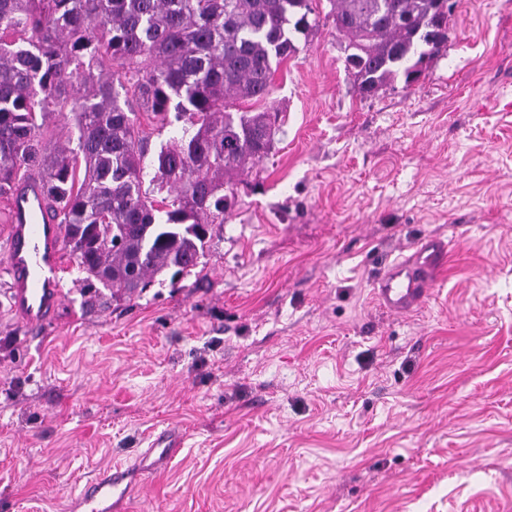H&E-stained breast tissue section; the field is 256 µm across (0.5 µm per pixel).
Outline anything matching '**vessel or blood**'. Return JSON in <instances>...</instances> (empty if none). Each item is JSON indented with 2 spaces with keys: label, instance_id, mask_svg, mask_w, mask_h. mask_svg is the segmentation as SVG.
<instances>
[{
  "label": "vessel or blood",
  "instance_id": "b4317fda",
  "mask_svg": "<svg viewBox=\"0 0 512 512\" xmlns=\"http://www.w3.org/2000/svg\"><path fill=\"white\" fill-rule=\"evenodd\" d=\"M49 202L37 179L23 181L9 201L7 226V270L13 309L31 324L45 322L59 306L57 286L62 270L61 229L48 217ZM448 246L428 239L409 256L389 264L373 281L379 304L394 313L421 307L432 284L433 271L444 264ZM183 442L172 428L151 441L138 468L149 473L169 461ZM135 488L130 469L120 466L99 473L71 502L70 512H112L114 497H127Z\"/></svg>",
  "mask_w": 512,
  "mask_h": 512
}]
</instances>
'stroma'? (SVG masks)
I'll list each match as a JSON object with an SVG mask.
<instances>
[{
  "label": "stroma",
  "mask_w": 512,
  "mask_h": 512,
  "mask_svg": "<svg viewBox=\"0 0 512 512\" xmlns=\"http://www.w3.org/2000/svg\"><path fill=\"white\" fill-rule=\"evenodd\" d=\"M419 80L357 94L333 25L196 268L18 318L0 255V512H69L170 425L121 512H512V0H456ZM448 242L426 303L384 266ZM448 244L426 239L403 260L389 264L373 281L379 304L394 313H408L421 307L432 284L433 271L444 264ZM183 435L174 428H166L162 435L151 441L138 462V470L150 473L169 461L182 446Z\"/></svg>",
  "instance_id": "obj_1"
}]
</instances>
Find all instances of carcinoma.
Listing matches in <instances>:
<instances>
[{
	"instance_id": "carcinoma-1",
	"label": "carcinoma",
	"mask_w": 512,
	"mask_h": 512,
	"mask_svg": "<svg viewBox=\"0 0 512 512\" xmlns=\"http://www.w3.org/2000/svg\"><path fill=\"white\" fill-rule=\"evenodd\" d=\"M360 96L448 46V0H329ZM316 0H0V197L37 169L85 281L128 296L186 275L236 179L270 152L275 69L320 26ZM68 112L75 146L49 144ZM183 122L146 179L148 139Z\"/></svg>"
}]
</instances>
